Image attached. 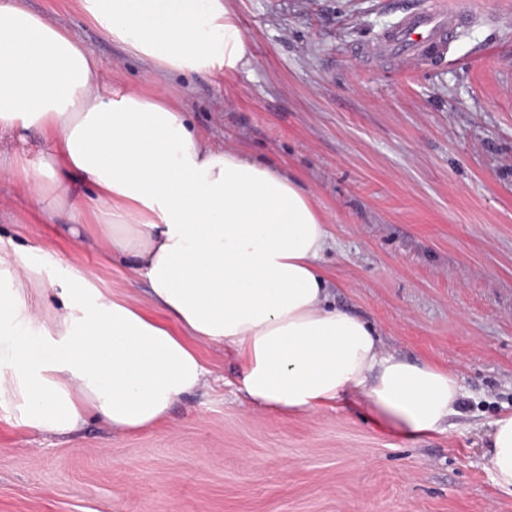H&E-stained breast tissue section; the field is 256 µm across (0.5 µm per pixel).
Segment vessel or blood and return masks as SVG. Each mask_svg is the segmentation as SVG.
Wrapping results in <instances>:
<instances>
[{
  "label": "vessel or blood",
  "mask_w": 512,
  "mask_h": 512,
  "mask_svg": "<svg viewBox=\"0 0 512 512\" xmlns=\"http://www.w3.org/2000/svg\"><path fill=\"white\" fill-rule=\"evenodd\" d=\"M474 17L472 11L447 10L426 0L387 32L382 48L400 63L419 60L427 50L446 46L449 33L470 23Z\"/></svg>",
  "instance_id": "vessel-or-blood-1"
}]
</instances>
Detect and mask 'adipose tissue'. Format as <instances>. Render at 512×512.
Instances as JSON below:
<instances>
[{"mask_svg":"<svg viewBox=\"0 0 512 512\" xmlns=\"http://www.w3.org/2000/svg\"><path fill=\"white\" fill-rule=\"evenodd\" d=\"M76 5L155 83L250 61L225 0ZM101 67L23 0H0V139L19 143L0 156V172L32 182L39 204L88 246L127 257L166 319L71 270L61 310L41 325L53 356L35 361L17 345L0 371V409L60 437L90 417L120 432L160 425L206 384L203 343L234 349L256 407L296 414L359 393L384 430H440L460 403L456 377L385 352L371 325L330 303L317 269L327 218L302 184L214 147L182 104L101 81ZM69 182L91 195L67 194ZM26 265L24 254L0 256V269H20L0 289V327L30 323L39 309ZM489 463L512 496V412L492 424Z\"/></svg>","mask_w":512,"mask_h":512,"instance_id":"1","label":"adipose tissue"}]
</instances>
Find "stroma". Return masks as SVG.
Instances as JSON below:
<instances>
[{"instance_id":"1","label":"stroma","mask_w":512,"mask_h":512,"mask_svg":"<svg viewBox=\"0 0 512 512\" xmlns=\"http://www.w3.org/2000/svg\"><path fill=\"white\" fill-rule=\"evenodd\" d=\"M420 2L228 0L250 64L152 86L73 0H26L102 60L101 80L177 100L215 147L296 177L330 224L318 265L337 308L463 397L447 430L417 436L377 427L357 395L285 416L249 404L234 353L204 345L215 384L158 427L90 419L65 439L0 411V512H512L488 456L512 411V0H437L478 12L444 55L359 54ZM25 249L41 315L73 267L161 315L144 279L0 173V254Z\"/></svg>"}]
</instances>
